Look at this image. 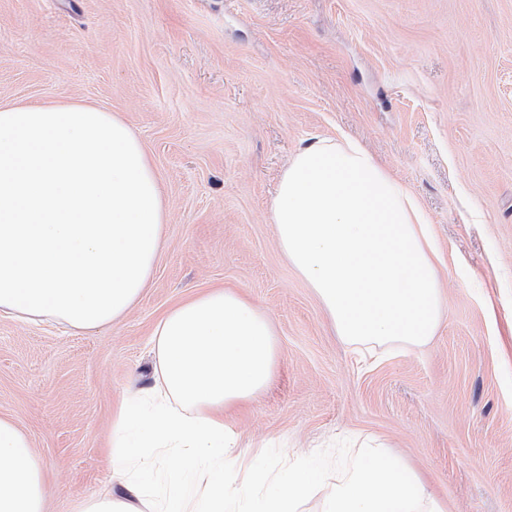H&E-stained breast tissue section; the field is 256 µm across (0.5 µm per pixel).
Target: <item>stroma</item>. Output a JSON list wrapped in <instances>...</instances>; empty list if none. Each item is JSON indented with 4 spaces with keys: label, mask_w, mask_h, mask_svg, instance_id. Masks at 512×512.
I'll return each instance as SVG.
<instances>
[{
    "label": "stroma",
    "mask_w": 512,
    "mask_h": 512,
    "mask_svg": "<svg viewBox=\"0 0 512 512\" xmlns=\"http://www.w3.org/2000/svg\"><path fill=\"white\" fill-rule=\"evenodd\" d=\"M76 97L151 157L169 222L152 279L90 332L0 315V417L49 512L112 482V416L151 335L210 289L274 321L272 382L227 420L289 462L382 441L448 512H512V0H0V103ZM360 142L429 215L445 313L359 359L281 253L270 203L310 137Z\"/></svg>",
    "instance_id": "stroma-1"
}]
</instances>
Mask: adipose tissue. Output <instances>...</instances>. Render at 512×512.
Wrapping results in <instances>:
<instances>
[{
	"label": "adipose tissue",
	"instance_id": "obj_1",
	"mask_svg": "<svg viewBox=\"0 0 512 512\" xmlns=\"http://www.w3.org/2000/svg\"><path fill=\"white\" fill-rule=\"evenodd\" d=\"M277 244L354 350L418 347L442 322L438 249L414 195L358 144L321 138L292 156L270 204ZM168 221L154 165L117 114L79 98L0 104V312L88 331L123 318L152 278ZM153 384L113 416L118 486L82 512H297L316 481L287 451L239 447L224 413L271 380V319L215 288L154 330ZM171 474L159 498L143 466ZM274 488L242 501L238 479ZM48 489L26 433L0 417V512H45ZM322 512H448L384 445L363 448Z\"/></svg>",
	"mask_w": 512,
	"mask_h": 512
}]
</instances>
